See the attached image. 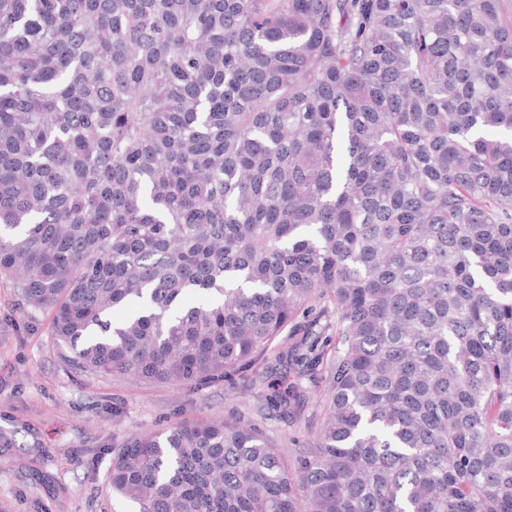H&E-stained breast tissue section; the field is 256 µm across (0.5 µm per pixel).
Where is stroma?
I'll list each match as a JSON object with an SVG mask.
<instances>
[{
    "label": "stroma",
    "instance_id": "35a3bbf8",
    "mask_svg": "<svg viewBox=\"0 0 512 512\" xmlns=\"http://www.w3.org/2000/svg\"><path fill=\"white\" fill-rule=\"evenodd\" d=\"M69 355L51 313L23 305L14 279L0 275V512H140L108 490L112 451L177 421H255L295 466L323 421L312 404L293 420L267 408L280 380L271 358L185 387L85 372Z\"/></svg>",
    "mask_w": 512,
    "mask_h": 512
}]
</instances>
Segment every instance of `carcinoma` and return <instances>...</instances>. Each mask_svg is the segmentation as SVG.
Segmentation results:
<instances>
[{"label": "carcinoma", "mask_w": 512, "mask_h": 512, "mask_svg": "<svg viewBox=\"0 0 512 512\" xmlns=\"http://www.w3.org/2000/svg\"><path fill=\"white\" fill-rule=\"evenodd\" d=\"M0 274L112 377L296 337L303 466L178 422L142 512H512V0H0Z\"/></svg>", "instance_id": "obj_1"}]
</instances>
